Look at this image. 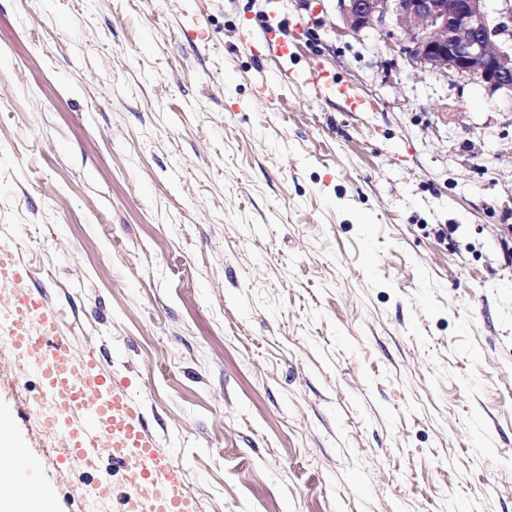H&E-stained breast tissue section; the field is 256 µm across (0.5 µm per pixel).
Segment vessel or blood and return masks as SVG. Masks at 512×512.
<instances>
[{
  "label": "vessel or blood",
  "instance_id": "obj_1",
  "mask_svg": "<svg viewBox=\"0 0 512 512\" xmlns=\"http://www.w3.org/2000/svg\"><path fill=\"white\" fill-rule=\"evenodd\" d=\"M31 268L11 233L0 229V345L21 371L37 375L51 412L43 426L65 457L106 454L125 468L130 484L122 512H194L183 493V474L150 432L143 412L91 350L74 351L61 319L31 288ZM40 477L31 452L16 449L13 477L0 487L9 495L21 486L36 492Z\"/></svg>",
  "mask_w": 512,
  "mask_h": 512
}]
</instances>
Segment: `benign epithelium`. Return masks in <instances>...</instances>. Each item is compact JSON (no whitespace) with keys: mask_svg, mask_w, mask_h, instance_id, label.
Returning <instances> with one entry per match:
<instances>
[{"mask_svg":"<svg viewBox=\"0 0 512 512\" xmlns=\"http://www.w3.org/2000/svg\"><path fill=\"white\" fill-rule=\"evenodd\" d=\"M353 34L405 24L401 56L436 76L474 77L512 97V0H337Z\"/></svg>","mask_w":512,"mask_h":512,"instance_id":"1","label":"benign epithelium"}]
</instances>
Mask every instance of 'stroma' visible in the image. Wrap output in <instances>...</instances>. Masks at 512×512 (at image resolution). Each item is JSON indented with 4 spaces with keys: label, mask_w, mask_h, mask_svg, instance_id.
Here are the masks:
<instances>
[{
    "label": "stroma",
    "mask_w": 512,
    "mask_h": 512,
    "mask_svg": "<svg viewBox=\"0 0 512 512\" xmlns=\"http://www.w3.org/2000/svg\"><path fill=\"white\" fill-rule=\"evenodd\" d=\"M403 37L337 0H0V225L199 512H512V98ZM37 390L0 345L52 512H117Z\"/></svg>",
    "instance_id": "35a3bbf8"
}]
</instances>
